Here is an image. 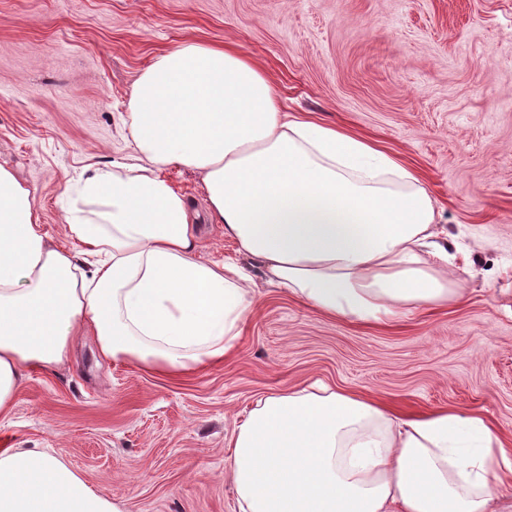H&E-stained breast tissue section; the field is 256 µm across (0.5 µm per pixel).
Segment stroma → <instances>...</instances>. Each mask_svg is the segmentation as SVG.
Listing matches in <instances>:
<instances>
[{"instance_id": "obj_1", "label": "stroma", "mask_w": 512, "mask_h": 512, "mask_svg": "<svg viewBox=\"0 0 512 512\" xmlns=\"http://www.w3.org/2000/svg\"><path fill=\"white\" fill-rule=\"evenodd\" d=\"M180 41L238 45L282 111L416 168L467 253L450 273L462 295L388 326L326 315L267 283L209 222L199 175L172 168L200 258L258 285L235 347L172 381L78 339L24 382L0 446L61 456L124 512H238L227 442L272 391L322 381L412 412L475 411L512 439V0H0V165L34 190L52 242L83 169L131 162L132 85Z\"/></svg>"}]
</instances>
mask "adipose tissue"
<instances>
[{"label":"adipose tissue","mask_w":512,"mask_h":512,"mask_svg":"<svg viewBox=\"0 0 512 512\" xmlns=\"http://www.w3.org/2000/svg\"><path fill=\"white\" fill-rule=\"evenodd\" d=\"M132 164L89 167L50 245L34 191L0 165V420L30 372L92 335L100 355L180 378L220 363L255 309L236 263L197 256L165 178L197 173L207 216L269 282L330 316L386 324L444 307L455 242L419 175L376 142L282 112L237 46L184 41L128 102ZM239 512H512V457L484 415L408 414L325 383L257 399L232 436ZM0 512H122L62 458L0 448Z\"/></svg>","instance_id":"1"}]
</instances>
